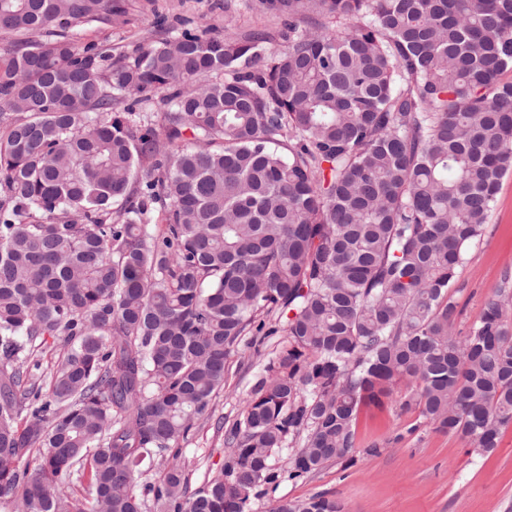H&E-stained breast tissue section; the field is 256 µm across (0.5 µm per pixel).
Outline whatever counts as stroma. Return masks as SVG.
Wrapping results in <instances>:
<instances>
[{"instance_id":"obj_1","label":"stroma","mask_w":512,"mask_h":512,"mask_svg":"<svg viewBox=\"0 0 512 512\" xmlns=\"http://www.w3.org/2000/svg\"><path fill=\"white\" fill-rule=\"evenodd\" d=\"M126 12L109 25L86 29L82 44L108 48L113 57L175 30L216 33L224 29V0H121ZM512 273V173L500 185L487 231L460 269L462 307L458 329L481 316L505 274ZM286 343L285 334L266 341L244 337L226 366L224 387L179 448L189 490L224 467V431L237 418L243 400L270 354ZM378 446L375 456L365 450ZM357 462L350 468L326 465L296 480L282 479L275 497L257 502L269 512L275 499H303L327 492L346 512H512V426L486 458L467 454L457 437L421 421L417 408L365 411L357 426Z\"/></svg>"}]
</instances>
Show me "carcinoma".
<instances>
[{"mask_svg": "<svg viewBox=\"0 0 512 512\" xmlns=\"http://www.w3.org/2000/svg\"><path fill=\"white\" fill-rule=\"evenodd\" d=\"M279 26L79 48L119 0H0V504L255 512L349 467L397 386L490 455L512 425V278L455 332L512 172V0H256ZM334 20L330 26L324 19ZM276 41L284 48L272 53ZM155 101L141 114L127 98ZM287 344L187 494L174 460L242 338ZM64 352L42 368L48 340ZM36 454L35 462L29 456ZM86 494L64 490L75 466ZM270 512H343L332 495Z\"/></svg>", "mask_w": 512, "mask_h": 512, "instance_id": "obj_1", "label": "carcinoma"}]
</instances>
